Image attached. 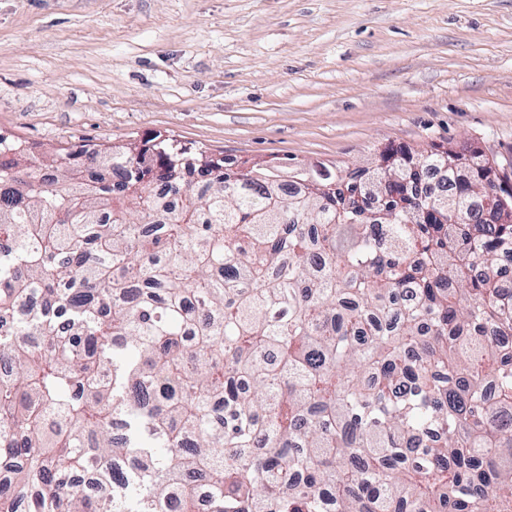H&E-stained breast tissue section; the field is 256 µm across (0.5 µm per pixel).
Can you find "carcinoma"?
<instances>
[{"instance_id": "obj_1", "label": "carcinoma", "mask_w": 512, "mask_h": 512, "mask_svg": "<svg viewBox=\"0 0 512 512\" xmlns=\"http://www.w3.org/2000/svg\"><path fill=\"white\" fill-rule=\"evenodd\" d=\"M467 160L0 132V512H512V185Z\"/></svg>"}]
</instances>
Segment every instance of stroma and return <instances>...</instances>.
<instances>
[{"mask_svg":"<svg viewBox=\"0 0 512 512\" xmlns=\"http://www.w3.org/2000/svg\"><path fill=\"white\" fill-rule=\"evenodd\" d=\"M0 130L336 176L473 145L512 183V0H0Z\"/></svg>","mask_w":512,"mask_h":512,"instance_id":"1","label":"stroma"}]
</instances>
